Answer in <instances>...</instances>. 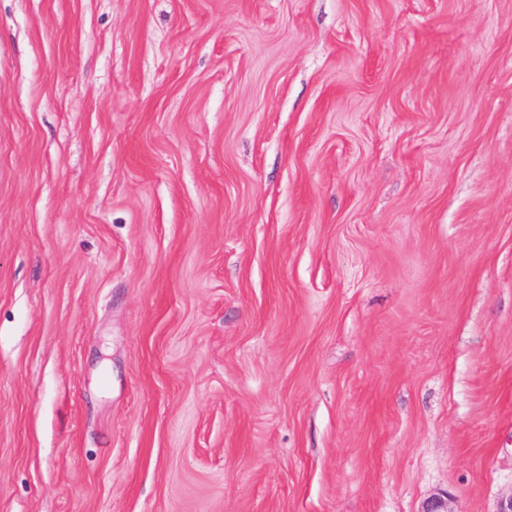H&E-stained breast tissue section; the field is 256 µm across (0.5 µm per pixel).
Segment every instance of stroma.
I'll list each match as a JSON object with an SVG mask.
<instances>
[{"instance_id": "stroma-1", "label": "stroma", "mask_w": 512, "mask_h": 512, "mask_svg": "<svg viewBox=\"0 0 512 512\" xmlns=\"http://www.w3.org/2000/svg\"><path fill=\"white\" fill-rule=\"evenodd\" d=\"M512 0H0V512H496Z\"/></svg>"}]
</instances>
